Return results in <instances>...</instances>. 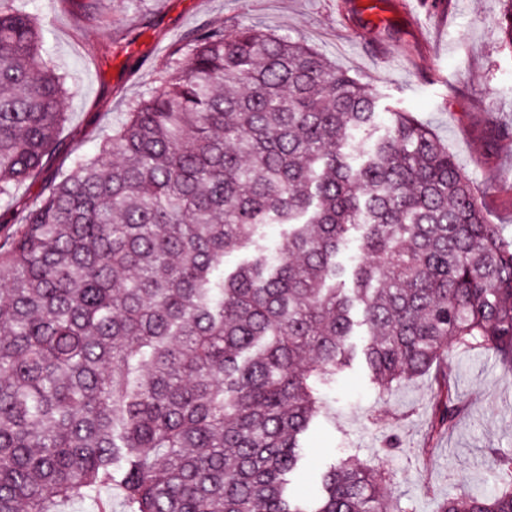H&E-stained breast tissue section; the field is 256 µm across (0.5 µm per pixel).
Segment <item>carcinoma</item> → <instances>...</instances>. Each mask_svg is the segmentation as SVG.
<instances>
[{"label":"carcinoma","instance_id":"cac0c4a2","mask_svg":"<svg viewBox=\"0 0 512 512\" xmlns=\"http://www.w3.org/2000/svg\"><path fill=\"white\" fill-rule=\"evenodd\" d=\"M172 55L0 249V512H409L353 455L292 499L302 436L358 351L382 391L450 344L511 378L512 239L426 124L306 43L206 23ZM66 94L0 0V198L56 154ZM462 411L443 378L436 431ZM491 463L493 496L438 512H512V451Z\"/></svg>","mask_w":512,"mask_h":512}]
</instances>
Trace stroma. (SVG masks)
I'll return each mask as SVG.
<instances>
[{
	"mask_svg": "<svg viewBox=\"0 0 512 512\" xmlns=\"http://www.w3.org/2000/svg\"><path fill=\"white\" fill-rule=\"evenodd\" d=\"M361 0H102L90 19L71 0H18L40 26L43 55L67 77L66 121L57 162L97 153L129 104L158 85L171 51L191 29L207 23L225 31L239 25L305 41L340 70L369 85L427 124L455 156L484 202L490 223L512 237V53L500 46L499 0H379L381 18L360 10ZM133 41L116 45L122 26ZM42 188L20 184L0 199V244ZM464 411L449 432L433 437L438 384L435 373L382 392L361 362L337 375L328 405L304 447L312 477L299 487L315 491L313 477L342 456L355 454L380 469L401 505L437 512L441 499L462 490L497 489L489 462L493 448L512 449V381L494 356L450 352L442 362ZM399 448L383 453L388 438ZM433 443L431 460L416 458Z\"/></svg>",
	"mask_w": 512,
	"mask_h": 512,
	"instance_id": "obj_1",
	"label": "stroma"
}]
</instances>
